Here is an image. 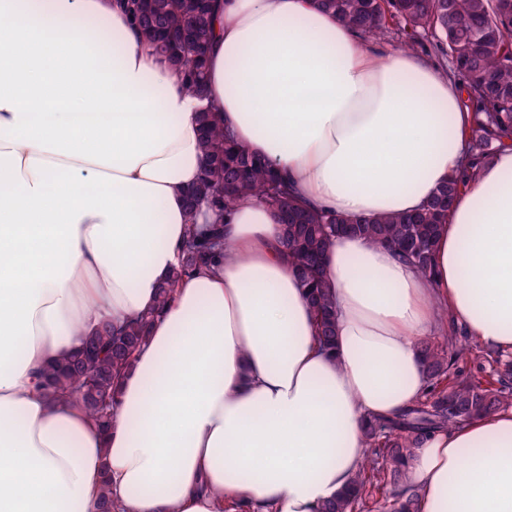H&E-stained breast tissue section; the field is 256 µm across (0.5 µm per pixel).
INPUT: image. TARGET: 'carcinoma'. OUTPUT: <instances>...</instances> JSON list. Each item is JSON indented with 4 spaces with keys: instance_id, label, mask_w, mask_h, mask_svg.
<instances>
[{
    "instance_id": "obj_1",
    "label": "carcinoma",
    "mask_w": 512,
    "mask_h": 512,
    "mask_svg": "<svg viewBox=\"0 0 512 512\" xmlns=\"http://www.w3.org/2000/svg\"><path fill=\"white\" fill-rule=\"evenodd\" d=\"M364 37L384 34L397 21L409 49L429 34L439 51L466 82L473 122L468 131L470 171L512 140V0H314ZM135 33L163 57L182 85L201 93L207 80L206 60L214 39L215 0H120ZM205 167L187 194L189 213L206 205L219 224L236 204L253 197L263 201L284 224V246L299 286L306 290L316 314V339L325 349L336 343V311L327 288L324 255L341 234L363 236L392 249L423 276L432 273V255L439 224L448 216L464 180L452 178L411 215L377 216L348 222L318 208L300 205L290 188L270 167L236 144L216 112L199 117ZM224 249L215 228L194 235L183 247V259L160 288L155 309L134 319L104 321L90 340L98 355L87 365L74 355L47 367L44 389L55 400H77L91 420L105 428L114 405H100L97 396L114 399L119 378L135 351L145 343L154 317L171 298L181 276L206 265ZM422 364L435 391L390 419L371 417L365 428L366 456L346 491L322 504L318 512H372L370 488L392 491L395 512H420L421 490L411 482L407 463L435 432L512 407V362H503L492 348L459 345L453 335L427 336L419 342ZM499 364L486 383L457 380V365L473 355Z\"/></svg>"
}]
</instances>
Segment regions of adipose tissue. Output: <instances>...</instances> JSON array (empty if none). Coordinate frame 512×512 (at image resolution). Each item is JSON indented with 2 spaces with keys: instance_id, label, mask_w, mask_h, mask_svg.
I'll return each instance as SVG.
<instances>
[{
  "instance_id": "obj_1",
  "label": "adipose tissue",
  "mask_w": 512,
  "mask_h": 512,
  "mask_svg": "<svg viewBox=\"0 0 512 512\" xmlns=\"http://www.w3.org/2000/svg\"><path fill=\"white\" fill-rule=\"evenodd\" d=\"M203 95L115 0H0V512H317L345 490L368 418L426 393L441 312L512 350V147L441 225L433 275L357 235L326 256L336 345L255 198L224 255L176 284L115 392L108 430L41 373L106 319L155 306L180 264L198 117L347 219L410 213L469 166L452 74L368 45L312 0H223ZM421 512H512V411L437 432L408 463Z\"/></svg>"
}]
</instances>
